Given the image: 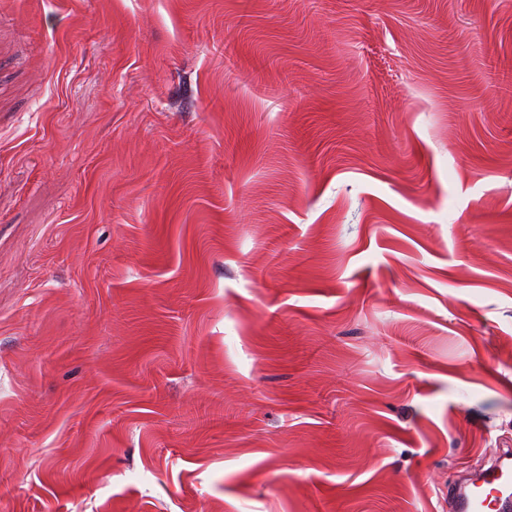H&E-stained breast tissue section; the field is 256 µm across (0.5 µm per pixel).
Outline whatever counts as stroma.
<instances>
[{"mask_svg":"<svg viewBox=\"0 0 512 512\" xmlns=\"http://www.w3.org/2000/svg\"><path fill=\"white\" fill-rule=\"evenodd\" d=\"M512 444V0H0V512H448Z\"/></svg>","mask_w":512,"mask_h":512,"instance_id":"stroma-1","label":"stroma"}]
</instances>
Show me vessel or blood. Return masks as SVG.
<instances>
[{
    "label": "vessel or blood",
    "instance_id": "b4317fda",
    "mask_svg": "<svg viewBox=\"0 0 512 512\" xmlns=\"http://www.w3.org/2000/svg\"><path fill=\"white\" fill-rule=\"evenodd\" d=\"M452 512H512V451L500 450L479 474L448 490Z\"/></svg>",
    "mask_w": 512,
    "mask_h": 512
}]
</instances>
